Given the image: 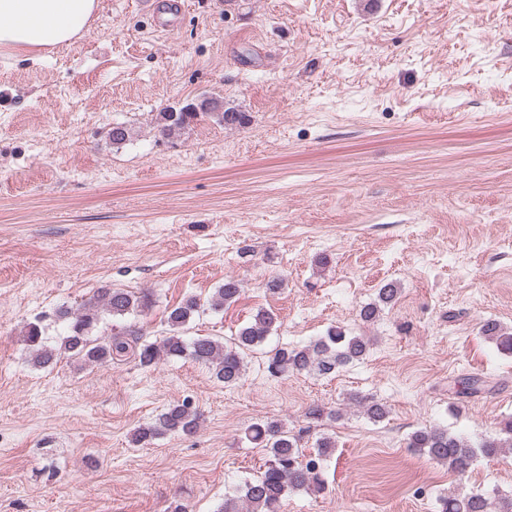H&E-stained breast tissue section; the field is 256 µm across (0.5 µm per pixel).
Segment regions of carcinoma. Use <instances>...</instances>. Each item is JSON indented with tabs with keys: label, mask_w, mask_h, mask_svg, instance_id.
I'll return each instance as SVG.
<instances>
[{
	"label": "carcinoma",
	"mask_w": 512,
	"mask_h": 512,
	"mask_svg": "<svg viewBox=\"0 0 512 512\" xmlns=\"http://www.w3.org/2000/svg\"><path fill=\"white\" fill-rule=\"evenodd\" d=\"M204 116L225 125L241 126L248 121L244 112H236L230 108L205 110L191 102L176 112L157 113L154 124L159 134L174 138ZM241 291L240 281L227 277L224 284L205 303L193 294L185 296L167 316L169 335L157 344L137 338L133 330L100 339L90 338L89 332L104 317L111 316L116 319L141 313L152 303V294L148 291L102 288L75 311L69 308L58 309V317L69 321V334L62 339L59 347L49 349L44 346L42 329L37 323L28 324L24 341L32 354L33 363L42 368L52 365L63 355L78 358L91 365L122 361L130 355L138 359L143 367H151L163 358L188 356L208 366L218 381L226 386H233L244 375L243 352L264 343L278 322V316L270 310H258L238 330L229 345L210 337L196 338L188 342L182 332L196 314L205 311L207 307L214 311L224 309L236 302ZM398 293L399 288L392 282L378 288L375 300L361 308V320L365 323L374 321L383 308L394 303ZM482 330L501 351L512 352V333L493 321L485 322ZM368 350L369 342L366 337L351 335L340 327H330L323 336L304 347L281 346L271 350L266 360V372L274 378L289 372L330 376L364 359ZM458 387L459 393L468 397L484 390L486 384L481 377L469 375L460 380ZM352 401L373 422H379L387 415L385 406L380 403L357 397L352 398ZM200 420L201 413L198 409L185 402L174 403L154 422L138 428L134 442L144 447L167 433L189 435L197 430ZM245 438L255 447L266 451L268 460L260 475L245 483L241 501L228 499L224 502V512H240L242 508L247 512H280L282 501L288 492H320L325 489L321 462L335 447L332 437H320L315 453L307 456L299 446V437L288 431L281 420L268 418L250 424L245 429ZM408 447L438 463L448 465L452 472L462 476L478 458L495 457L502 449L512 447V420L504 422L498 436L477 444L448 432L444 427L425 426L409 435ZM440 505L441 512H488V498L479 493L454 492L441 498Z\"/></svg>",
	"instance_id": "cac0c4a2"
}]
</instances>
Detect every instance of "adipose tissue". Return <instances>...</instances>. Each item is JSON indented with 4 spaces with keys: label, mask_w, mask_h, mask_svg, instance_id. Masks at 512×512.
<instances>
[{
    "label": "adipose tissue",
    "mask_w": 512,
    "mask_h": 512,
    "mask_svg": "<svg viewBox=\"0 0 512 512\" xmlns=\"http://www.w3.org/2000/svg\"><path fill=\"white\" fill-rule=\"evenodd\" d=\"M97 8L98 0H0V57L36 56L73 42Z\"/></svg>",
    "instance_id": "adipose-tissue-1"
}]
</instances>
